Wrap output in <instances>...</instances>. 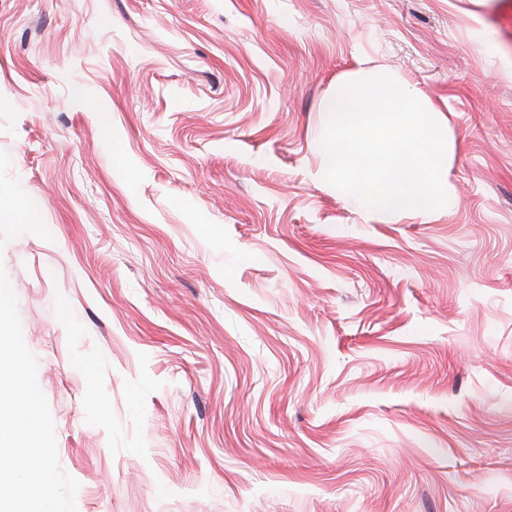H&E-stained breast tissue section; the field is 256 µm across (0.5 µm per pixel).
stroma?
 Returning <instances> with one entry per match:
<instances>
[{
	"label": "stroma",
	"mask_w": 512,
	"mask_h": 512,
	"mask_svg": "<svg viewBox=\"0 0 512 512\" xmlns=\"http://www.w3.org/2000/svg\"><path fill=\"white\" fill-rule=\"evenodd\" d=\"M359 68L442 112L456 205L319 177ZM0 151L77 512H512V0H0Z\"/></svg>",
	"instance_id": "1"
}]
</instances>
